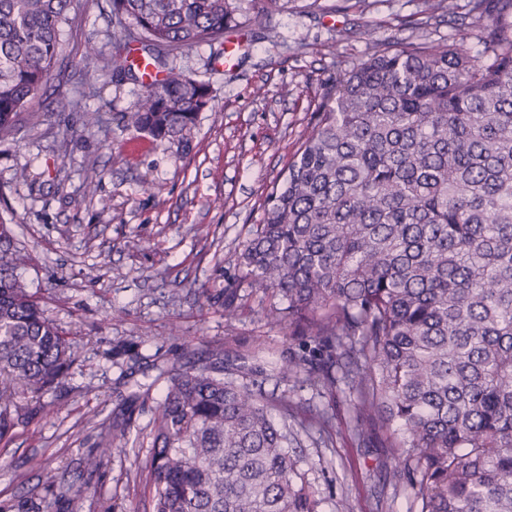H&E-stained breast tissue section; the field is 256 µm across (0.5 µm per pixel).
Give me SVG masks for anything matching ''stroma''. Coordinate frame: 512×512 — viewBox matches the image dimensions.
<instances>
[{
  "label": "stroma",
  "mask_w": 512,
  "mask_h": 512,
  "mask_svg": "<svg viewBox=\"0 0 512 512\" xmlns=\"http://www.w3.org/2000/svg\"><path fill=\"white\" fill-rule=\"evenodd\" d=\"M258 9L257 0H241L226 35L246 47L234 67L217 44L177 58L208 83L210 103L173 143L120 128L141 82L105 68L85 90L86 43L106 64L118 26L109 0H74L50 81L0 142V223L30 254L32 289L68 330L75 358L66 381L42 397L47 412L28 414L0 443V505L10 512L21 503L27 512H145L138 474L166 386L159 366L212 347L259 362L289 351L287 330L265 318L269 298H243L228 320L224 291L238 285L241 243L283 184L327 84L376 44L451 38L481 49L479 28L426 19L422 0H290L263 16ZM131 392L139 399L129 451L86 471L87 454ZM334 403L333 445L312 429L289 451L306 461L321 493L318 512H378L384 451L354 442L352 404L341 393Z\"/></svg>",
  "instance_id": "35a3bbf8"
}]
</instances>
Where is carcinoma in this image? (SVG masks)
Masks as SVG:
<instances>
[{
	"mask_svg": "<svg viewBox=\"0 0 512 512\" xmlns=\"http://www.w3.org/2000/svg\"><path fill=\"white\" fill-rule=\"evenodd\" d=\"M483 51L459 42L377 48L326 88L314 127L243 242L240 283L275 299L268 321L321 343L282 378L343 385L360 442L385 436L393 494L410 512H512V0H471ZM72 0H0V140L49 81ZM237 0H112L116 59L139 52L145 85L126 130L180 141L209 85L170 64L224 41ZM31 258L0 224V442L61 384L68 332L29 291ZM238 289H224L237 316ZM246 355L209 349L167 371L143 481L150 512H317L305 425ZM128 424L91 451H127Z\"/></svg>",
	"mask_w": 512,
	"mask_h": 512,
	"instance_id": "obj_1",
	"label": "carcinoma"
}]
</instances>
